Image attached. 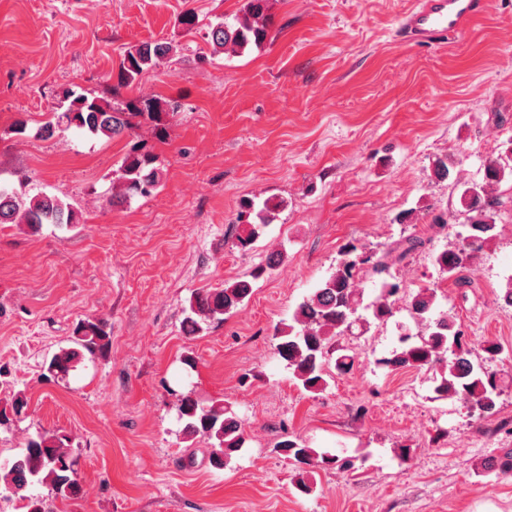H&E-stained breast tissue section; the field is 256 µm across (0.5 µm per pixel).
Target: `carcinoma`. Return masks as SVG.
Here are the masks:
<instances>
[{
    "mask_svg": "<svg viewBox=\"0 0 512 512\" xmlns=\"http://www.w3.org/2000/svg\"><path fill=\"white\" fill-rule=\"evenodd\" d=\"M273 18L270 0H244L234 22L222 20L208 24L207 44L211 54H241L246 49L261 47L266 41ZM177 52V45L168 41H145L126 49L117 73L118 81L126 87L140 85L143 77L162 59ZM169 103L156 97L140 94L112 104L99 97H89L73 90H65L59 97L53 120L42 125L38 133L51 138L70 129H77L89 137L114 139L135 127L148 124L155 136L166 139L168 127L163 113ZM436 181L457 179L455 162L448 156L433 160ZM163 173L156 166L155 157L148 153L126 155L115 170L116 193L112 205L119 206L134 196L147 197L157 188ZM511 178L512 165L492 160L484 168L482 180L462 185L458 197L459 212L467 215L462 230L457 232L458 244L435 256L439 270L462 288L469 281L459 276L467 266L475 264L485 249L499 236L497 216L502 207L496 194L499 185ZM278 202L266 201L260 209L247 202V213H255V220L247 223L244 233L237 236V245L243 249L252 245L264 229L273 223ZM77 215L71 206L55 195L40 192L35 195L0 189V224H24L36 233L45 224H74ZM425 245V241L409 236L385 252H367L353 242L340 250V259L331 275L292 313L291 322L278 330L280 342L276 353L303 390L316 393L327 387L326 360L332 341L354 331L366 333L385 321L393 309L401 287L391 274V265ZM377 278L378 293L364 302L362 279ZM252 285L247 280L224 282L221 289H206L194 294L189 303L186 329L190 333L201 330V324L219 320L236 310L251 295ZM412 319L424 326L422 332L406 330L399 335L398 346L379 364L390 369L441 368L435 393L442 399H456L469 411L480 417L494 413L501 394L497 373L484 362L503 353L496 341L487 340L481 346L482 361H476L468 347L462 326L445 310H438L437 287H423L406 304ZM77 349L55 355L47 371L53 375L66 374L72 363L83 357L103 355L111 346V328L102 320L80 323L75 329ZM28 405L21 390L14 393L10 403L0 407V425L20 416ZM178 411L184 425L182 432L188 438L201 436L212 448V464L222 469L246 443L242 423L234 412L222 404L202 407L189 395L178 399ZM283 454L297 464L310 468L354 467L350 459L328 451H319L298 441L286 440L279 445ZM484 468L502 474L512 473V449L484 465ZM0 483L3 490L14 495L29 485L38 483L50 487L55 496L67 500L77 486L74 461L69 439L55 433H39L28 439L24 448L12 459L0 462Z\"/></svg>",
    "mask_w": 512,
    "mask_h": 512,
    "instance_id": "carcinoma-1",
    "label": "carcinoma"
}]
</instances>
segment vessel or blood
I'll list each match as a JSON object with an SVG mask.
<instances>
[{"mask_svg": "<svg viewBox=\"0 0 512 512\" xmlns=\"http://www.w3.org/2000/svg\"><path fill=\"white\" fill-rule=\"evenodd\" d=\"M483 7V0H417L399 29L413 40L437 41L459 34Z\"/></svg>", "mask_w": 512, "mask_h": 512, "instance_id": "1", "label": "vessel or blood"}]
</instances>
